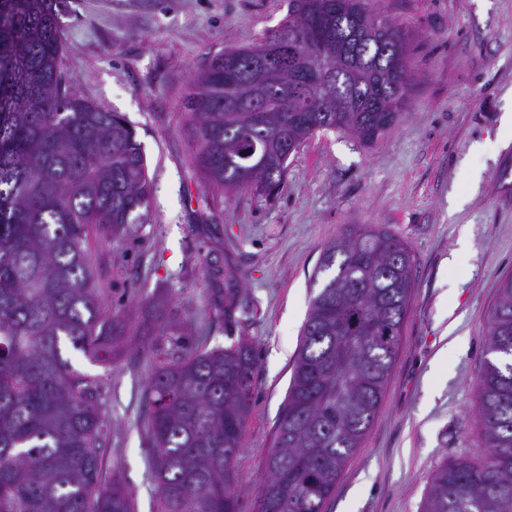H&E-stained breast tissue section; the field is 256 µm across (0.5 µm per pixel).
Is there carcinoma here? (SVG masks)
I'll return each mask as SVG.
<instances>
[{
	"mask_svg": "<svg viewBox=\"0 0 512 512\" xmlns=\"http://www.w3.org/2000/svg\"><path fill=\"white\" fill-rule=\"evenodd\" d=\"M65 5L0 0V512H135L132 493L104 476L103 382L61 345L109 360L125 324L92 283L90 237L145 223L152 184L122 116L59 94ZM316 21L329 37L304 56L291 38ZM409 53L402 27L369 0H289L275 30L196 74L194 168L211 188L268 197L289 149L313 133L373 143L402 117ZM313 68L326 89L311 97L295 73ZM318 272L257 512H322L379 409L414 288L411 251L384 228L329 242ZM150 333L156 512H236L256 351L202 337L177 355L183 327L162 314ZM485 352L478 412L490 451L445 461L424 512H512V275L498 285Z\"/></svg>",
	"mask_w": 512,
	"mask_h": 512,
	"instance_id": "carcinoma-1",
	"label": "carcinoma"
}]
</instances>
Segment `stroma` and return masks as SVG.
Returning a JSON list of instances; mask_svg holds the SVG:
<instances>
[{
    "mask_svg": "<svg viewBox=\"0 0 512 512\" xmlns=\"http://www.w3.org/2000/svg\"><path fill=\"white\" fill-rule=\"evenodd\" d=\"M411 38L403 118L373 146L318 131L288 160L274 196L209 188L193 168L186 101L192 80L228 47L255 44L288 0H67L63 68L76 93L134 127L153 194L133 235L93 237L95 287L127 324L108 365L71 345L74 369L104 382V468L156 512L143 425L152 352L141 328L156 313L185 323L182 342L238 340L257 353L255 393L235 461L238 512H256L329 241L373 224L406 242L415 287L380 408L323 512H422L449 459L486 455L478 415L489 311L512 274V0H373ZM468 252L451 254L460 241ZM231 311L216 315L225 289ZM455 323L445 360L442 333Z\"/></svg>",
    "mask_w": 512,
    "mask_h": 512,
    "instance_id": "1",
    "label": "stroma"
}]
</instances>
